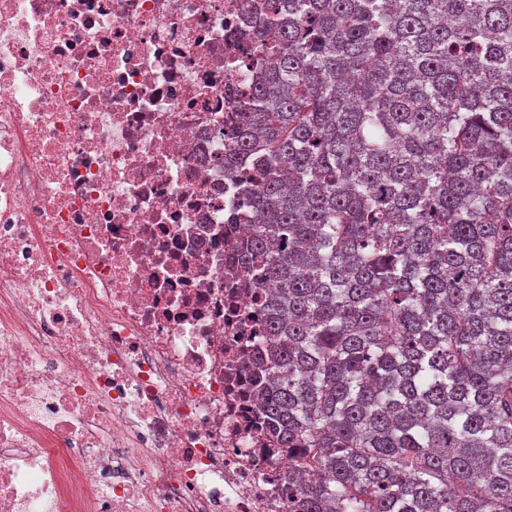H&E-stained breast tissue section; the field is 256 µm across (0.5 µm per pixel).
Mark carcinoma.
Returning <instances> with one entry per match:
<instances>
[{
	"instance_id": "cac0c4a2",
	"label": "carcinoma",
	"mask_w": 512,
	"mask_h": 512,
	"mask_svg": "<svg viewBox=\"0 0 512 512\" xmlns=\"http://www.w3.org/2000/svg\"><path fill=\"white\" fill-rule=\"evenodd\" d=\"M237 261L302 512H512V0H265Z\"/></svg>"
}]
</instances>
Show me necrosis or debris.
<instances>
[{
  "label": "necrosis or debris",
  "mask_w": 512,
  "mask_h": 512,
  "mask_svg": "<svg viewBox=\"0 0 512 512\" xmlns=\"http://www.w3.org/2000/svg\"><path fill=\"white\" fill-rule=\"evenodd\" d=\"M260 0H0V512H299L225 159Z\"/></svg>",
  "instance_id": "4bbe7bcc"
}]
</instances>
